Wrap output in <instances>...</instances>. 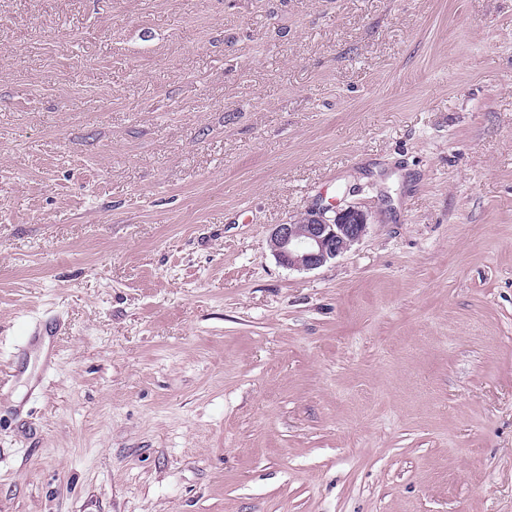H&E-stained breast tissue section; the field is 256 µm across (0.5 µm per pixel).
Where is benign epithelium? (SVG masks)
Listing matches in <instances>:
<instances>
[{
    "label": "benign epithelium",
    "mask_w": 512,
    "mask_h": 512,
    "mask_svg": "<svg viewBox=\"0 0 512 512\" xmlns=\"http://www.w3.org/2000/svg\"><path fill=\"white\" fill-rule=\"evenodd\" d=\"M367 229L368 215L355 206L313 204L298 218L276 225L269 246L281 265L314 270L347 252Z\"/></svg>",
    "instance_id": "1"
}]
</instances>
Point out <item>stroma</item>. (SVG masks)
<instances>
[{
	"instance_id": "obj_1",
	"label": "stroma",
	"mask_w": 512,
	"mask_h": 512,
	"mask_svg": "<svg viewBox=\"0 0 512 512\" xmlns=\"http://www.w3.org/2000/svg\"><path fill=\"white\" fill-rule=\"evenodd\" d=\"M0 512H512V0H0ZM368 225V215L358 207L313 204L298 218L277 224L269 246L288 269L314 270L347 252L367 233Z\"/></svg>"
}]
</instances>
